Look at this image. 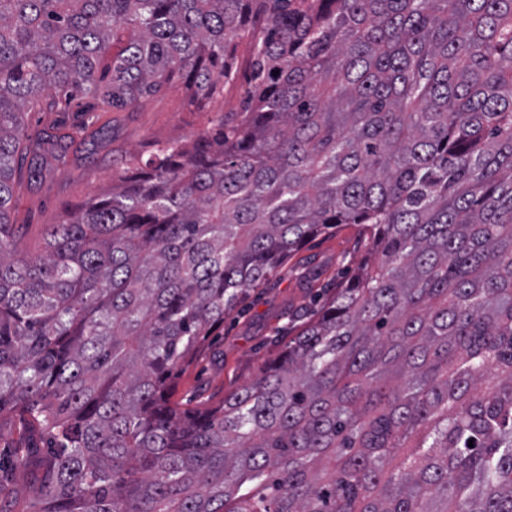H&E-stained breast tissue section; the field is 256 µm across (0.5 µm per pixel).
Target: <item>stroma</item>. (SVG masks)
I'll return each instance as SVG.
<instances>
[{"mask_svg": "<svg viewBox=\"0 0 512 512\" xmlns=\"http://www.w3.org/2000/svg\"><path fill=\"white\" fill-rule=\"evenodd\" d=\"M241 94L239 84H229L222 96L208 100L199 111L189 104L182 80L174 76L135 109L117 111L79 98L35 108L27 117L30 132L66 136L70 147L64 163L49 167L37 181L14 187L11 219L19 230V250L39 251L49 225L110 189L113 175L131 156H149L171 140L191 143L210 119L235 114ZM364 253L354 228L347 227L318 238L289 257L268 282L250 290L243 313L227 318L178 376L174 400L180 409L217 406L226 393L249 384L262 360L279 349L289 318L309 309L310 289L334 287L353 274ZM312 270L318 274L313 281L308 278ZM46 452L45 437L25 417L0 418V454L27 462L0 483V505L8 512H32L38 462Z\"/></svg>", "mask_w": 512, "mask_h": 512, "instance_id": "1", "label": "stroma"}]
</instances>
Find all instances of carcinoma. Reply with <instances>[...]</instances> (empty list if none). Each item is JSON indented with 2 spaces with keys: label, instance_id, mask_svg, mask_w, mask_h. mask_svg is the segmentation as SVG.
<instances>
[{
  "label": "carcinoma",
  "instance_id": "1",
  "mask_svg": "<svg viewBox=\"0 0 512 512\" xmlns=\"http://www.w3.org/2000/svg\"><path fill=\"white\" fill-rule=\"evenodd\" d=\"M242 108L22 254L54 93L179 74ZM366 243L252 383L173 380L312 239ZM49 437L35 512H512V0H0V416Z\"/></svg>",
  "mask_w": 512,
  "mask_h": 512
}]
</instances>
